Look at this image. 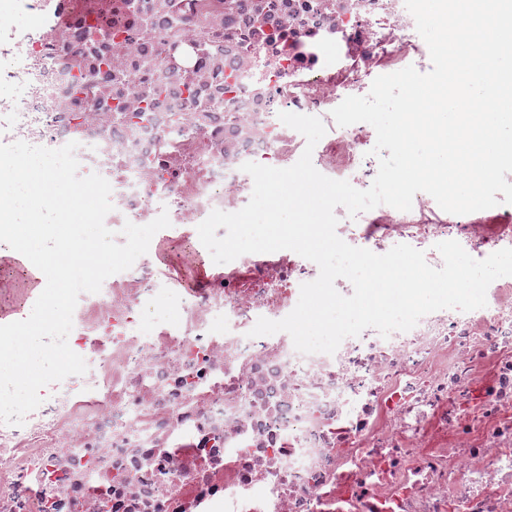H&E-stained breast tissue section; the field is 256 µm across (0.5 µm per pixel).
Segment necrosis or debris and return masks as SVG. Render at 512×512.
<instances>
[{
    "label": "necrosis or debris",
    "mask_w": 512,
    "mask_h": 512,
    "mask_svg": "<svg viewBox=\"0 0 512 512\" xmlns=\"http://www.w3.org/2000/svg\"><path fill=\"white\" fill-rule=\"evenodd\" d=\"M425 41L404 0H0V137L59 148L111 185L106 226L160 212L197 225L249 201L248 161L285 168L306 141L279 113L321 118L312 161L366 189L376 138L332 110L411 65ZM336 232L440 262L512 247L427 194ZM317 265L242 255L177 292V321L141 333L166 296L155 258L81 294L68 336L88 370L0 426V512H512V276L487 305L407 332L364 330L335 354L249 337L295 307Z\"/></svg>",
    "instance_id": "obj_1"
}]
</instances>
